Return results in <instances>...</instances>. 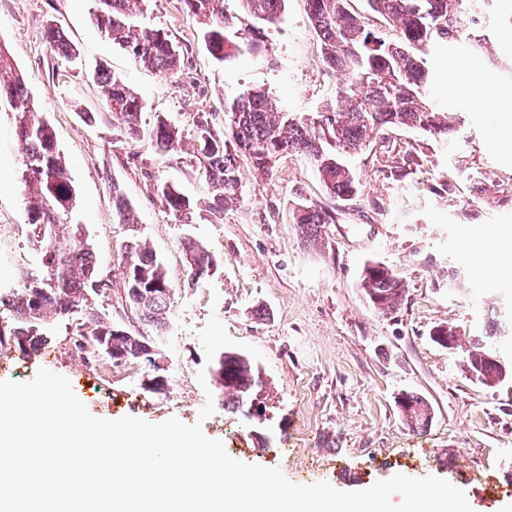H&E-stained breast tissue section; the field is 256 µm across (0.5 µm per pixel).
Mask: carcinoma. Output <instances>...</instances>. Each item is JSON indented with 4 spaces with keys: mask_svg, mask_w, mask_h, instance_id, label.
I'll use <instances>...</instances> for the list:
<instances>
[{
    "mask_svg": "<svg viewBox=\"0 0 512 512\" xmlns=\"http://www.w3.org/2000/svg\"><path fill=\"white\" fill-rule=\"evenodd\" d=\"M141 2L96 0L92 22L135 62L174 75L180 68V54L165 33L135 23ZM238 2L246 13L269 24L280 22L286 9V0ZM302 2L317 37L319 64L326 75L336 78V86L316 112H290L278 107L265 92L248 90L224 105L222 131L206 113L193 116L196 152L211 180V214L217 221L224 213V201L241 193L239 167L244 159L271 172L282 157L300 153L310 160L325 193L349 202L358 197L361 184L346 158L366 149L380 132L407 128L443 144L454 132L448 113L429 102L431 74L426 56L432 47L466 35L467 0H363L366 13L382 18L393 28L391 39L376 32L366 22L365 13L355 11L350 0ZM184 3L201 28L206 50L216 61L222 63L259 49L255 39L233 31L234 16L225 13L224 0ZM43 39L62 57L75 55V48L60 28L47 25ZM95 80L112 126L133 137L142 112L139 98L120 77L105 69L95 70ZM1 101L14 112L22 180L32 191V236L45 248L40 255V272L27 278L20 295L10 304L14 324L0 330V347L13 344L29 356L46 342V327L51 322L67 311L80 310L86 320L77 325L70 340L84 361L102 357L116 364L142 357L152 360L149 337L114 327L94 308V297L112 296V282L99 290L92 287L91 277L99 268L88 236L79 224L60 223L61 214L72 204L69 170L51 125L36 112L21 77L6 86L0 84ZM177 137L176 127L163 118L157 120L155 141L161 151L170 150ZM158 193L169 210L181 214L191 210L190 199L173 185L161 184ZM129 209L125 196L113 189V218L120 224L129 223ZM289 218L309 247L324 246L326 227L335 223L326 208L307 200L296 203ZM183 251L191 277L199 279L214 268V258L203 245L188 239ZM119 267L122 299L156 335L164 334L174 289L162 263L136 235L128 237ZM360 288L373 308L383 312L396 310L405 293L393 272H372L367 265ZM464 354L465 372L471 380L496 387L512 378V355L497 347L477 339ZM211 373L222 405L230 412L244 410L263 389L259 369L236 352L219 353ZM400 413L413 430H422L429 423L430 408L417 395L403 397Z\"/></svg>",
    "mask_w": 512,
    "mask_h": 512,
    "instance_id": "1",
    "label": "carcinoma"
}]
</instances>
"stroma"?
Listing matches in <instances>:
<instances>
[{"mask_svg":"<svg viewBox=\"0 0 512 512\" xmlns=\"http://www.w3.org/2000/svg\"><path fill=\"white\" fill-rule=\"evenodd\" d=\"M93 0H0V53L19 74L38 112L51 124L72 175L75 202L65 223L82 225L103 273L116 268L127 230L112 217V190L130 204V220L164 264L174 288L169 328L154 344L161 372L145 360L111 367L84 365L69 350L82 312L56 320L39 351L23 356L0 348V380L28 381L45 368L67 377L91 414L150 422L175 417L202 423L244 463L280 468L294 483H330L359 491L394 474L426 471L462 489L473 512H512V381L487 388L468 380L459 354L429 338L438 325L459 327L469 343L489 334L512 335V275L490 277L465 258L466 230L512 231V144H494L496 125L512 126V0H478L471 32L487 35L492 52L462 39L434 48L428 58L433 104L460 118L449 144L396 128L349 157L361 183L346 206L324 193L310 161L289 155L266 174L243 161L242 193L213 220L212 188L194 152L192 117L208 113L224 127V106L249 89L278 105L313 112L331 81L316 62V37L302 0H288L285 19L257 27L236 0L224 8L236 28L256 38L258 52L225 63L209 55L182 0H144L140 25L162 30L180 53L181 70L165 75L135 64L90 22ZM55 23L76 56L60 57L43 38ZM479 61L499 90L493 111L454 96L448 67ZM102 66L120 76L144 108L139 133L113 129L91 77ZM97 113L95 125L84 115ZM181 139L158 153V118ZM13 114L0 105V291L23 287L39 269L31 238ZM169 183L193 203L169 211L157 186ZM311 200L335 211L325 249L304 245L290 208ZM203 243L216 266L190 279L185 239ZM381 262L403 280L406 298L390 313L373 309L359 288L366 262ZM247 355L265 382L262 417L216 406L199 421L220 350ZM205 380H198L199 371ZM165 388L147 391L153 375ZM423 397L429 425L404 424L398 401Z\"/></svg>","mask_w":512,"mask_h":512,"instance_id":"1","label":"stroma"}]
</instances>
